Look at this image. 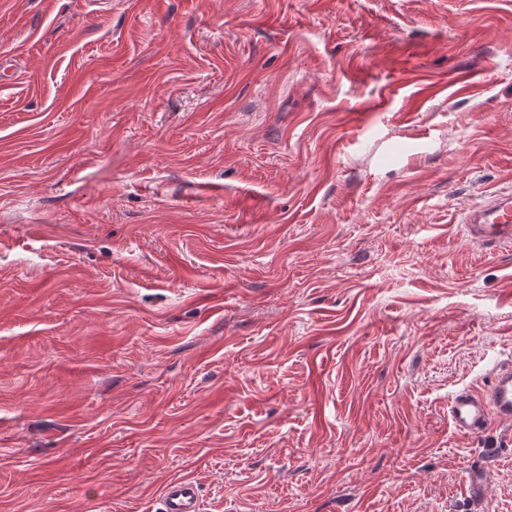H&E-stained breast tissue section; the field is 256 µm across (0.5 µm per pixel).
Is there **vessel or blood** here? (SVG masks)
Instances as JSON below:
<instances>
[{
    "label": "vessel or blood",
    "mask_w": 512,
    "mask_h": 512,
    "mask_svg": "<svg viewBox=\"0 0 512 512\" xmlns=\"http://www.w3.org/2000/svg\"><path fill=\"white\" fill-rule=\"evenodd\" d=\"M462 222L472 241L484 248L512 244V192L500 190L466 209ZM448 418L461 436L485 432L492 421L512 422V362L495 363L490 382L480 388L464 387L448 399ZM159 512H203L199 484L179 477L165 484L159 496Z\"/></svg>",
    "instance_id": "obj_1"
}]
</instances>
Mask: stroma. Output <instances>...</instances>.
I'll list each match as a JSON object with an SVG mask.
<instances>
[{
  "label": "stroma",
  "mask_w": 512,
  "mask_h": 512,
  "mask_svg": "<svg viewBox=\"0 0 512 512\" xmlns=\"http://www.w3.org/2000/svg\"><path fill=\"white\" fill-rule=\"evenodd\" d=\"M2 57L0 512H512L448 424L512 360V0H0ZM462 224L469 238L484 248L511 245L512 192L500 190L488 194L482 202L466 209ZM160 512H202L199 483L179 477L165 484L159 496Z\"/></svg>",
  "instance_id": "1"
}]
</instances>
